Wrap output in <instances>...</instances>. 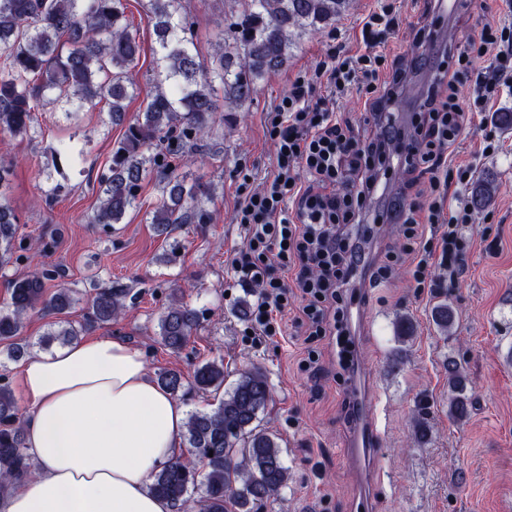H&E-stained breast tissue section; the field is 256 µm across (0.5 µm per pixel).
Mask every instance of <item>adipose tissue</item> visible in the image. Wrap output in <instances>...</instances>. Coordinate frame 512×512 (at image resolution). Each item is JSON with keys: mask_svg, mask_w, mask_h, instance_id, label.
<instances>
[{"mask_svg": "<svg viewBox=\"0 0 512 512\" xmlns=\"http://www.w3.org/2000/svg\"><path fill=\"white\" fill-rule=\"evenodd\" d=\"M20 384L33 475L0 495V512H172L155 474L181 455L187 410L115 337L30 356Z\"/></svg>", "mask_w": 512, "mask_h": 512, "instance_id": "obj_1", "label": "adipose tissue"}]
</instances>
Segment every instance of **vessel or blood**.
Masks as SVG:
<instances>
[{
  "mask_svg": "<svg viewBox=\"0 0 512 512\" xmlns=\"http://www.w3.org/2000/svg\"><path fill=\"white\" fill-rule=\"evenodd\" d=\"M349 395L351 402L356 408L364 410L365 415L358 418L356 429L344 446L343 455L359 481L356 508L358 512H370L374 488L383 477L378 450L382 428L376 416L366 410L368 396L361 381H354L350 385Z\"/></svg>",
  "mask_w": 512,
  "mask_h": 512,
  "instance_id": "1",
  "label": "vessel or blood"
}]
</instances>
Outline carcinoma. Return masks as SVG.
Wrapping results in <instances>:
<instances>
[{
  "label": "carcinoma",
  "mask_w": 512,
  "mask_h": 512,
  "mask_svg": "<svg viewBox=\"0 0 512 512\" xmlns=\"http://www.w3.org/2000/svg\"><path fill=\"white\" fill-rule=\"evenodd\" d=\"M232 18L227 40L215 45L204 60L194 43V16L182 0H148L155 20L158 50L157 81L141 115L127 126L112 150L108 172L99 177L95 224H120L136 207L145 173L153 170L161 200L151 223L161 233L178 224H207L204 203L211 185L185 183L179 167L211 134V115L218 111L217 88L224 103L239 109L251 100L259 82L288 62L295 39L307 30L336 23L348 0H228ZM140 53L124 0H0V134L32 136L33 114L48 105L107 107L112 123L120 124L127 101L136 93L131 69ZM10 166L0 161V267L14 254L15 211L6 200ZM494 192L487 174L471 192L475 209L487 205ZM48 274L32 273L11 281L10 301L0 308V340H9L8 357L19 358L30 345H19L24 319L32 312L60 315L42 344L70 343L97 324L119 318L130 289L123 285L94 288L82 320L61 314L80 304V292L60 285L46 293ZM433 318L446 333L455 314L438 303ZM200 325L199 312L181 293L170 296L159 317L158 336L172 351L182 349ZM448 416L467 418L471 396L461 365L448 360ZM159 385L177 395L224 387V361L199 366L193 381L181 373L159 374ZM271 400V388L259 368L244 372L233 388L209 411L188 417L183 435L188 455L158 471L150 490L168 500L174 512H264L267 502L287 484L288 467L278 437L259 427V414ZM23 413L12 391L0 385V487L32 474L25 454Z\"/></svg>",
  "instance_id": "1"
}]
</instances>
